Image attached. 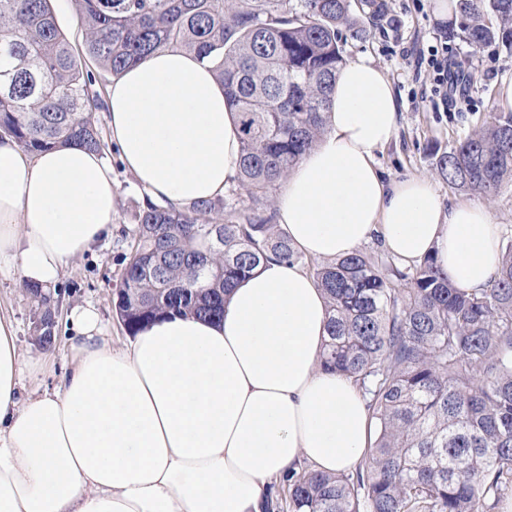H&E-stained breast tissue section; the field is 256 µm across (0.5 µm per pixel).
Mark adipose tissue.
Wrapping results in <instances>:
<instances>
[{"label":"adipose tissue","mask_w":512,"mask_h":512,"mask_svg":"<svg viewBox=\"0 0 512 512\" xmlns=\"http://www.w3.org/2000/svg\"><path fill=\"white\" fill-rule=\"evenodd\" d=\"M106 104L110 139L151 199L189 210L236 182L235 115L193 54L155 52L113 79ZM398 122L383 71L344 65L326 133L277 198L278 228L322 260L375 238L406 263L430 255L481 292L500 268L501 226L484 207L443 205L428 179H384L377 154ZM115 196L97 151L0 139V276L54 287L111 234ZM68 321L67 368L49 389L51 352L23 359L0 315V512H266L288 472L349 473L372 443L356 383L320 366L326 299L299 265L268 261L221 317L161 316L118 348L93 309Z\"/></svg>","instance_id":"obj_1"}]
</instances>
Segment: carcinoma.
<instances>
[{"label": "carcinoma", "instance_id": "carcinoma-1", "mask_svg": "<svg viewBox=\"0 0 512 512\" xmlns=\"http://www.w3.org/2000/svg\"><path fill=\"white\" fill-rule=\"evenodd\" d=\"M84 55L117 77L167 47L211 65L235 112L238 187L269 192L326 131L343 37L354 12L386 0H76ZM448 39L512 49V0H451ZM99 102L58 28L51 0H0V135L44 151H100ZM440 178L496 195L512 183V112H493L449 150ZM273 216L225 199L190 211L146 202L115 312L128 333L169 313L218 318L224 295L269 257L300 255ZM499 276L478 294L455 287L431 256L404 266L361 251L314 269L330 317L322 366L362 385L376 438L351 474L288 476L292 512H495L512 492V234Z\"/></svg>", "mask_w": 512, "mask_h": 512}]
</instances>
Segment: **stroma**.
<instances>
[{
	"instance_id": "1",
	"label": "stroma",
	"mask_w": 512,
	"mask_h": 512,
	"mask_svg": "<svg viewBox=\"0 0 512 512\" xmlns=\"http://www.w3.org/2000/svg\"><path fill=\"white\" fill-rule=\"evenodd\" d=\"M389 10L376 24H366L363 34L344 46L347 60H371L391 81L399 102V127L393 142L380 151L378 161L384 178L419 176L430 179L444 199L467 201L489 209L502 226H512V186L487 197L448 187L434 167V149H449L458 139L479 126L488 113L500 111L498 88L503 76H512V51L492 44L472 51L461 39L445 41L448 24L438 19L437 0H387ZM447 46L448 58L472 78L468 97L457 107L442 105L427 64L431 47ZM104 155L112 166L118 187L112 235L80 259L59 281V302L54 334L55 372L66 362L65 317L76 306H91L99 313L114 346L128 334L115 314V301L130 259L134 215L144 205V191L121 165L113 146ZM0 311L17 325L22 354L35 353L33 301L25 287L0 279Z\"/></svg>"
}]
</instances>
